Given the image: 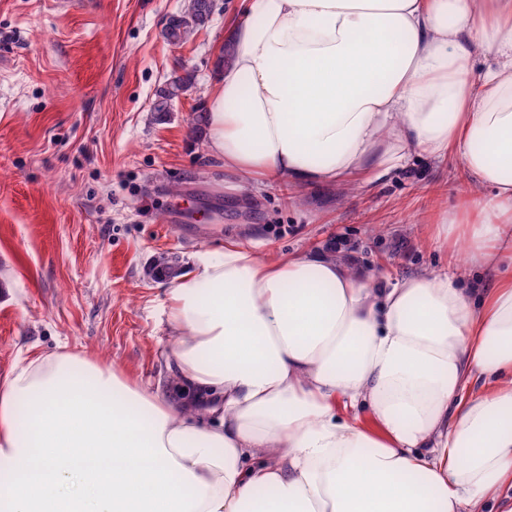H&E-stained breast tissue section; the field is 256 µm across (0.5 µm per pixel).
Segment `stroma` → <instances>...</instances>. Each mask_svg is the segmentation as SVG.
I'll use <instances>...</instances> for the list:
<instances>
[{"label": "stroma", "instance_id": "stroma-1", "mask_svg": "<svg viewBox=\"0 0 512 512\" xmlns=\"http://www.w3.org/2000/svg\"><path fill=\"white\" fill-rule=\"evenodd\" d=\"M180 46L185 0H0V383L19 360L67 348L175 390L162 307L177 271L226 239L261 254L325 252L390 281L452 264L494 273L437 229L468 191L457 156L415 160L379 185L240 187L198 120L243 0H215ZM193 87L156 112L158 94ZM213 0H186L182 15L169 20L166 27V38L173 45L186 43L196 29L203 26L213 13ZM186 18L193 20L187 23ZM193 85L192 76L186 74L171 81L167 86L161 89L154 109L156 112H168L171 102L178 98L181 92L188 90Z\"/></svg>", "mask_w": 512, "mask_h": 512}]
</instances>
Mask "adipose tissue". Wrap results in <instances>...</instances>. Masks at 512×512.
<instances>
[{"label":"adipose tissue","instance_id":"1","mask_svg":"<svg viewBox=\"0 0 512 512\" xmlns=\"http://www.w3.org/2000/svg\"><path fill=\"white\" fill-rule=\"evenodd\" d=\"M226 42L211 158L346 190L457 154L476 220L442 231L498 277L197 252L177 394L72 350L0 383V512H512V0H248Z\"/></svg>","mask_w":512,"mask_h":512}]
</instances>
